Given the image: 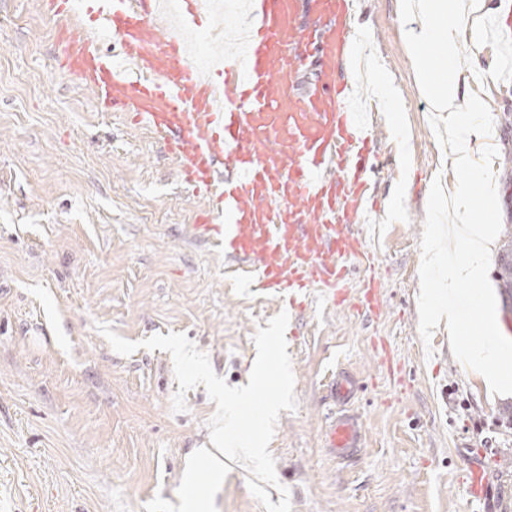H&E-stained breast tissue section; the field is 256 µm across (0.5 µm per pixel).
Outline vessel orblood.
<instances>
[{"mask_svg":"<svg viewBox=\"0 0 512 512\" xmlns=\"http://www.w3.org/2000/svg\"><path fill=\"white\" fill-rule=\"evenodd\" d=\"M363 0H244L234 40L201 73L185 29L165 22L163 0H44L64 35L62 67L77 68L97 102L134 113L163 138L182 180L204 196L202 233L224 248L228 270L275 297L313 286L335 298L348 261L367 259L362 235L376 206L361 165L377 149L378 113L344 74L366 35ZM92 22L111 30L120 60L99 46ZM485 38L507 56L512 82V0L484 19ZM336 407L329 455L347 462L364 436L347 406L348 372L327 385Z\"/></svg>","mask_w":512,"mask_h":512,"instance_id":"1","label":"vessel or blood"}]
</instances>
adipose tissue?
<instances>
[{
  "label": "adipose tissue",
  "instance_id": "adipose-tissue-1",
  "mask_svg": "<svg viewBox=\"0 0 512 512\" xmlns=\"http://www.w3.org/2000/svg\"><path fill=\"white\" fill-rule=\"evenodd\" d=\"M398 6L404 13L422 19L418 41L442 43L451 50L458 45L461 20L477 9L476 0H398ZM418 75L420 86L452 144V166L460 172L472 171L476 148L472 144V131L463 118L469 100L459 92L456 73L449 70L438 77L429 66L422 65Z\"/></svg>",
  "mask_w": 512,
  "mask_h": 512
}]
</instances>
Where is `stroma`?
<instances>
[{"label": "stroma", "instance_id": "stroma-1", "mask_svg": "<svg viewBox=\"0 0 512 512\" xmlns=\"http://www.w3.org/2000/svg\"><path fill=\"white\" fill-rule=\"evenodd\" d=\"M397 0H363L364 48L393 89L382 141L366 170L382 201L363 227L370 263H353L343 300L311 291L290 312L286 342L296 408L281 411L269 449L292 512H512V395L492 394L467 372L440 332L419 331L420 246L433 181L450 174L447 138L419 88L418 61L451 63L460 90L492 76L480 21L461 25V47L409 43L417 20ZM57 23L41 0H0V512H183L198 485L202 512H265L248 471L201 456L216 409L204 386L172 409L179 384L170 353H116L110 325L139 341L186 333L228 385H246L254 334L282 308L224 270V250L194 228L205 198L179 181L160 138L120 108L100 105L77 75L61 70ZM512 87L496 109H474L490 125L502 221L512 224ZM381 310L365 312L368 279ZM354 373L350 408L365 431L361 455L334 460L323 434L330 371ZM487 479L470 499L469 474Z\"/></svg>", "mask_w": 512, "mask_h": 512}]
</instances>
